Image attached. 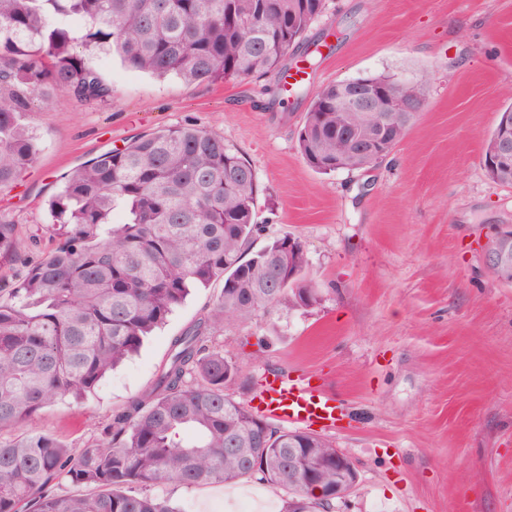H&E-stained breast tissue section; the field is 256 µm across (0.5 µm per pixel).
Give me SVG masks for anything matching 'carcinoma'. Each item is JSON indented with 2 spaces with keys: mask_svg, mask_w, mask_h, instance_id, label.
Returning <instances> with one entry per match:
<instances>
[{
  "mask_svg": "<svg viewBox=\"0 0 512 512\" xmlns=\"http://www.w3.org/2000/svg\"><path fill=\"white\" fill-rule=\"evenodd\" d=\"M326 0H0V185L35 164L39 135L28 121L34 99L64 95L85 105L112 99L97 71L74 51L116 53L159 79L215 83L271 71L325 10ZM342 82L315 93L299 151L321 173L356 171L355 143L383 120L375 160L406 134L412 112L336 107ZM252 166L224 138L194 124L169 126L73 170L49 201L57 246L26 264L12 302L0 303V432L33 421L58 400L84 399L137 354L193 288H224L209 321L174 337L153 388L112 419L94 442L71 447L42 433L0 437V512H176L150 490L256 478L283 490L284 512H330L288 471V448L312 447L330 463L337 449L306 431L262 424L226 392L240 374L208 330L309 307L301 243L284 236L250 251L255 220ZM122 205L124 217L112 223ZM27 249L0 224V259ZM295 277L288 279V272ZM94 486L58 494L55 481Z\"/></svg>",
  "mask_w": 512,
  "mask_h": 512,
  "instance_id": "carcinoma-1",
  "label": "carcinoma"
}]
</instances>
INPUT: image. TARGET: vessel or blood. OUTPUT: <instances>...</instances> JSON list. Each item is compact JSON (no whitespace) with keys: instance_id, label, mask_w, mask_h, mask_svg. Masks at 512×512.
Listing matches in <instances>:
<instances>
[{"instance_id":"vessel-or-blood-1","label":"vessel or blood","mask_w":512,"mask_h":512,"mask_svg":"<svg viewBox=\"0 0 512 512\" xmlns=\"http://www.w3.org/2000/svg\"><path fill=\"white\" fill-rule=\"evenodd\" d=\"M255 409L273 420L322 431L335 426L338 412L333 396L308 380L286 374L266 380L257 397Z\"/></svg>"}]
</instances>
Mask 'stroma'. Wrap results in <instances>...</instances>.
<instances>
[{
  "instance_id": "1",
  "label": "stroma",
  "mask_w": 512,
  "mask_h": 512,
  "mask_svg": "<svg viewBox=\"0 0 512 512\" xmlns=\"http://www.w3.org/2000/svg\"><path fill=\"white\" fill-rule=\"evenodd\" d=\"M322 44L307 95L282 77L222 83L159 80L119 57L87 56L112 89L89 107L34 103L36 163L0 187V220L29 259L58 241L48 204L65 176L162 127L191 123L223 136L259 187L253 247L298 239L319 300L213 330L209 346L237 362L228 391L250 403L276 374L322 385L341 410L328 439L359 484L333 512H512V285L483 259L497 224H512V187L482 157L512 104V0H327L300 48ZM370 74L428 76L404 138L364 171L324 174L297 135L310 94ZM223 280L191 292L132 359L79 404L63 401L28 432L84 446L149 389L173 337L209 317ZM178 512H281L285 495L256 479L156 488Z\"/></svg>"
}]
</instances>
